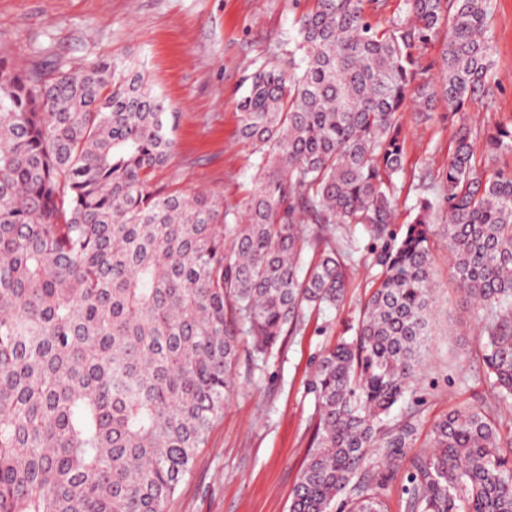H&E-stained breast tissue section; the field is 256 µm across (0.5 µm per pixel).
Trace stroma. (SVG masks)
<instances>
[{"mask_svg": "<svg viewBox=\"0 0 512 512\" xmlns=\"http://www.w3.org/2000/svg\"><path fill=\"white\" fill-rule=\"evenodd\" d=\"M313 0H0V53L22 65L75 69L111 59L143 71L178 120L173 155L151 176L169 192H206L243 209L256 157L239 137L237 102L256 70L286 63L296 49V21ZM492 105L472 103L474 123L512 117V0H492ZM446 105L428 122L406 119L403 171L394 224L410 223L416 201L436 197L453 149ZM343 302L306 315L266 359L242 358L236 388L212 424L195 464L166 512H289L313 446L317 407L310 390L315 359L353 336L373 273L364 267L370 240L357 233ZM435 303L428 350L405 402L389 419L414 416L416 453L434 422L453 409L493 401L476 315L434 242Z\"/></svg>", "mask_w": 512, "mask_h": 512, "instance_id": "35a3bbf8", "label": "stroma"}]
</instances>
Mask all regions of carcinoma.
Returning a JSON list of instances; mask_svg holds the SVG:
<instances>
[{"mask_svg": "<svg viewBox=\"0 0 512 512\" xmlns=\"http://www.w3.org/2000/svg\"><path fill=\"white\" fill-rule=\"evenodd\" d=\"M315 0L300 61L246 78L241 139L258 155L242 211L154 188L174 113L110 59L49 76L0 55V512H166L235 388L242 341L265 357L309 311L339 305L350 254L325 231L372 240L355 334L312 383L316 446L289 512H384L415 447L413 416L386 425L428 347L431 238L481 313L498 401L512 399V119L474 125L492 101L490 0ZM438 70L420 50L440 32ZM455 119L438 202L392 228L405 112ZM402 488L408 512H512V441L497 407L433 427Z\"/></svg>", "mask_w": 512, "mask_h": 512, "instance_id": "cac0c4a2", "label": "carcinoma"}]
</instances>
